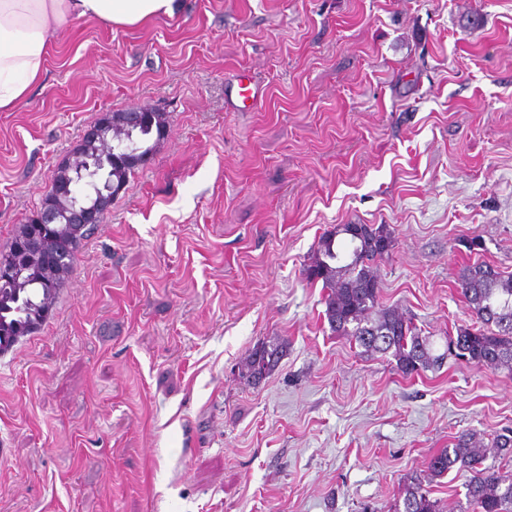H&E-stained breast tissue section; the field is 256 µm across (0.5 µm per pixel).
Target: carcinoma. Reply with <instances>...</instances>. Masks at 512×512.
<instances>
[{
    "label": "carcinoma",
    "mask_w": 512,
    "mask_h": 512,
    "mask_svg": "<svg viewBox=\"0 0 512 512\" xmlns=\"http://www.w3.org/2000/svg\"><path fill=\"white\" fill-rule=\"evenodd\" d=\"M147 118L146 126L134 128L118 112L105 115L97 124L99 138L82 139L75 149L77 157L56 168L51 179L55 192L45 196L43 206H72V185L79 180V171L106 157L110 162L101 175L112 195H117L135 172L128 151L149 155L169 125L164 112H149ZM89 229L88 224L64 223L46 231L37 219L18 227L9 251L0 256L1 263L19 274L15 287L0 293V351L44 321ZM341 234L355 243L351 260L344 264L335 244ZM394 245L393 231L385 224H340L320 239L305 273L321 283L331 332L351 337L367 354L390 355L406 375L438 369L450 355L478 367L512 372V275L486 261L461 270V295L484 328L458 327L455 335L445 337V350L437 354L430 338L420 334L408 315L380 308V282L372 262L389 255ZM50 252L58 255V262H46L45 254ZM285 347L286 342L279 340L257 343L241 365V376L253 385L261 383L276 370ZM492 449L500 459L511 457L512 430L496 434L489 445L471 432L456 436L452 447L429 460L428 474L440 478L453 469L466 471L470 473L466 497L474 512H512V473L486 464ZM430 494L423 478L411 477L394 512H442L440 501Z\"/></svg>",
    "instance_id": "cac0c4a2"
}]
</instances>
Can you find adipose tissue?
Returning a JSON list of instances; mask_svg holds the SVG:
<instances>
[{
	"instance_id": "obj_1",
	"label": "adipose tissue",
	"mask_w": 512,
	"mask_h": 512,
	"mask_svg": "<svg viewBox=\"0 0 512 512\" xmlns=\"http://www.w3.org/2000/svg\"><path fill=\"white\" fill-rule=\"evenodd\" d=\"M180 8V0H0V112L26 99L50 41L74 21L142 26Z\"/></svg>"
}]
</instances>
